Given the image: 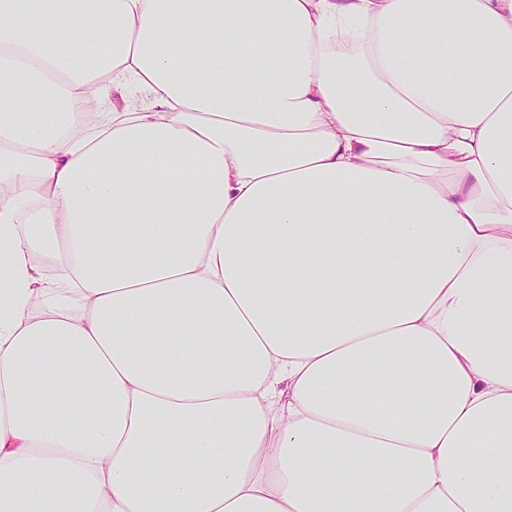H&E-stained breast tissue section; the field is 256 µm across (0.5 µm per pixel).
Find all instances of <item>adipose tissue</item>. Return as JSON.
Masks as SVG:
<instances>
[{"instance_id":"ef3b65f1","label":"adipose tissue","mask_w":512,"mask_h":512,"mask_svg":"<svg viewBox=\"0 0 512 512\" xmlns=\"http://www.w3.org/2000/svg\"><path fill=\"white\" fill-rule=\"evenodd\" d=\"M0 512H512V0H0Z\"/></svg>"}]
</instances>
